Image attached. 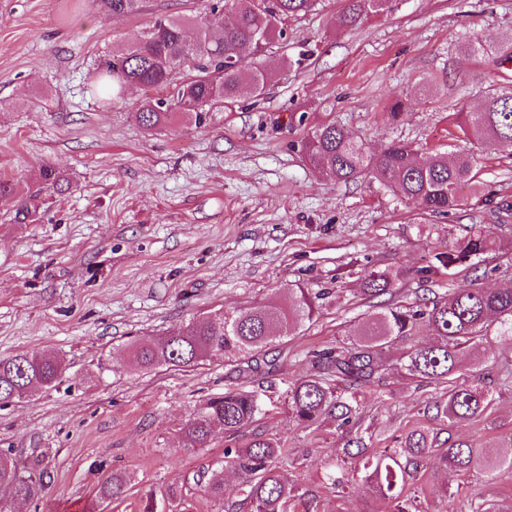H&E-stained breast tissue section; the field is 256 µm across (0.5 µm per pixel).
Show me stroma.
<instances>
[{"label": "stroma", "instance_id": "stroma-1", "mask_svg": "<svg viewBox=\"0 0 512 512\" xmlns=\"http://www.w3.org/2000/svg\"><path fill=\"white\" fill-rule=\"evenodd\" d=\"M206 4L141 0L137 14L114 17L95 0H0V179L25 195L41 165L64 176L27 216L17 198L0 197V357L50 350L68 365L54 387L0 407V453L21 465L43 455L52 476L31 503L0 490V512H140L146 494L174 483L185 484L196 512H250L237 475L225 474L220 502L199 483L224 455L223 431L205 448H181L184 421L223 393L229 366L218 359L137 372L126 347L192 317L286 300L295 285L319 294L320 314L303 332L282 334L257 375L242 376L244 388L261 393L255 430L290 448L279 466L310 512H391L372 484L351 481L336 494L323 487L352 434L328 420L297 426L289 384L307 374L311 351L348 343L374 312L361 291L370 272H399L386 304L512 288V151L453 134L458 113L476 111L489 86L512 85V0H389L383 13L341 30L334 19L343 0H318L269 48L288 65L265 93L215 107L199 124L177 115L149 131L137 116L143 90L109 105L93 94L94 63L113 44ZM463 42L484 51L461 52ZM327 121L373 155L395 142L423 159L470 151L484 191H465L453 214L431 216L372 178H325L303 145ZM475 225L497 242L495 252L421 276L435 252ZM407 347L392 345L381 386L365 393L360 423L375 453L416 427L478 448L512 434V339L464 358L468 379L493 403L479 420L453 426L425 411L437 385L404 377L398 358ZM426 469L452 494L425 498L424 482H414L425 512H467L475 497L512 505V472L459 477L433 459ZM116 470L128 476L125 495L99 501L102 479Z\"/></svg>", "mask_w": 512, "mask_h": 512}]
</instances>
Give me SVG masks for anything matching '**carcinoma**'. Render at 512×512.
<instances>
[{"label":"carcinoma","instance_id":"cac0c4a2","mask_svg":"<svg viewBox=\"0 0 512 512\" xmlns=\"http://www.w3.org/2000/svg\"><path fill=\"white\" fill-rule=\"evenodd\" d=\"M100 10L113 15H132L141 0H96ZM388 0H346L336 16L337 26L347 28L370 14L386 9ZM315 0H210L208 11L191 17L161 19L148 26L133 42L112 47L99 60L98 90L109 101L123 97V87L144 89L174 86L173 98L146 97L139 107L140 121L152 129L169 122L173 114L201 120L214 106H230L243 94L261 96L274 68L268 48L286 36L284 21L306 14ZM196 30L193 40L186 28ZM194 71L178 80L185 68ZM456 126L463 137L494 150L512 149V88L485 92L481 108L461 113ZM308 163L338 182L371 175L402 200L430 214L446 215L460 206L462 190L481 189L474 157L465 152L449 156L436 153L427 160L406 143H394L371 155L342 126L325 122L305 142ZM496 250L477 226L445 251L433 255L432 264L420 270L427 275L442 268L468 263ZM397 276L372 272L365 281L370 297L393 294ZM317 296L307 288L288 289V304L268 302L249 310L215 313L192 318L168 336H148L131 346L135 368L152 369L163 362L174 368L194 367L214 359L236 363L238 375L259 369L260 357L275 340L276 329L296 331L320 314ZM433 336L430 342L410 345L400 359L406 375L418 384L436 383L443 391L429 408L435 417L450 423L475 420L489 408L488 391L469 382L461 369V358L477 352L491 336L512 337V288L461 289L432 305L414 308L391 305L367 317L355 339L345 346L313 353L311 374L288 386V406L297 425L307 428L324 416L343 430L357 424L362 389L379 381L390 344L410 338L421 328ZM64 361L50 351L18 353L0 357V405L55 386L65 371ZM262 414L255 390L228 387L209 397L189 415L181 428L183 449L207 446L215 429L233 440ZM356 453L353 472L376 485L378 492L395 501V512H421L416 498L404 497L409 481L417 477L424 460L438 459L449 471L464 475L482 470L493 480L512 471V434L494 445L491 452L455 440L446 448L435 447V437L424 428H414L398 438L399 446L384 456L369 452L364 436L350 440ZM288 453L280 442L256 434L242 448L224 449V460L211 474L204 492L215 501L224 500V471L242 478L241 491L251 512H297L296 489L274 462ZM50 472L36 460L20 468L0 455V488L13 497L30 500L45 494ZM127 477L122 472L107 475L99 487L102 499L122 496ZM163 501L175 512H191L192 504L183 486L171 485Z\"/></svg>","mask_w":512,"mask_h":512}]
</instances>
